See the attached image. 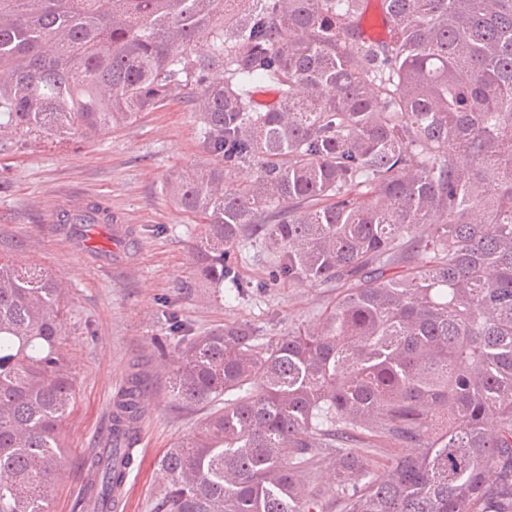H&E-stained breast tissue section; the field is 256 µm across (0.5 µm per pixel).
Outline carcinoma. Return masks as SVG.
<instances>
[{
  "mask_svg": "<svg viewBox=\"0 0 512 512\" xmlns=\"http://www.w3.org/2000/svg\"><path fill=\"white\" fill-rule=\"evenodd\" d=\"M365 3L0 0L1 141L94 140L183 98L216 160L166 186L202 219L187 287L245 294L259 243L273 279L336 289L275 340L169 314L173 401L216 408L163 457L156 512H512V0H380L378 41ZM64 296L0 256V512H51ZM146 395L133 372L113 399L105 512Z\"/></svg>",
  "mask_w": 512,
  "mask_h": 512,
  "instance_id": "1",
  "label": "carcinoma"
}]
</instances>
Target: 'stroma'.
<instances>
[{
    "instance_id": "1",
    "label": "stroma",
    "mask_w": 512,
    "mask_h": 512,
    "mask_svg": "<svg viewBox=\"0 0 512 512\" xmlns=\"http://www.w3.org/2000/svg\"><path fill=\"white\" fill-rule=\"evenodd\" d=\"M192 113L174 100L92 142L32 138L0 143V254L63 278L68 309L63 351L75 367V395L63 422L65 462L53 482L51 512H83V480L110 425L112 396L133 363L145 366L152 392L143 407L137 457L119 512H152L162 481L159 464L174 444L189 439L210 404H175L167 364L153 344L166 335L177 310L193 335L230 322L259 326L281 337L305 325L335 297L312 282L272 281L261 245L239 267L247 295L225 292L206 301L184 291L193 278L192 249L201 226L164 190L167 181L212 164ZM95 195L121 219L128 234L116 258L102 263L87 248L57 233L58 200Z\"/></svg>"
}]
</instances>
